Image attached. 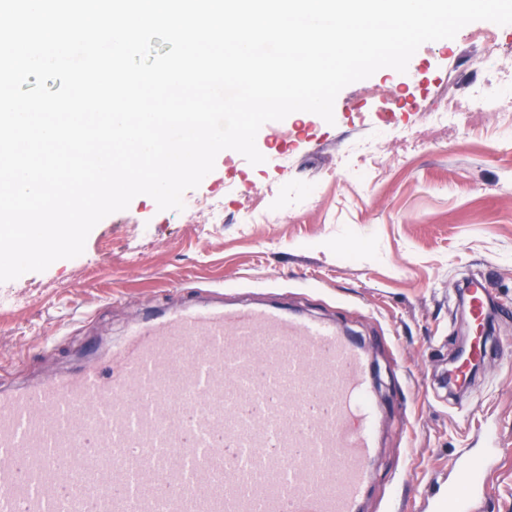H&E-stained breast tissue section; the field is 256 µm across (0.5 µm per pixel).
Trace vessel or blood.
<instances>
[{
	"label": "vessel or blood",
	"mask_w": 512,
	"mask_h": 512,
	"mask_svg": "<svg viewBox=\"0 0 512 512\" xmlns=\"http://www.w3.org/2000/svg\"><path fill=\"white\" fill-rule=\"evenodd\" d=\"M458 376L488 353L469 285ZM362 346L276 304H193L134 324L78 374L0 391V512H361L376 410ZM488 458L434 512H475Z\"/></svg>",
	"instance_id": "1"
}]
</instances>
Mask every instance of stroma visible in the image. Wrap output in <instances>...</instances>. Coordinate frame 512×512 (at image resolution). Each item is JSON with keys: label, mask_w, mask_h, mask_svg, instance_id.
Returning a JSON list of instances; mask_svg holds the SVG:
<instances>
[{"label": "stroma", "mask_w": 512, "mask_h": 512, "mask_svg": "<svg viewBox=\"0 0 512 512\" xmlns=\"http://www.w3.org/2000/svg\"><path fill=\"white\" fill-rule=\"evenodd\" d=\"M500 46L482 55L475 33ZM512 25L474 22L423 44L406 73L383 68L337 96L334 121L307 113L265 123L264 163L233 150L159 210L136 196L101 220L81 261L0 283V390L46 382L110 355L146 312L205 301L275 300L336 324L367 350L378 408L363 512H432L458 457L497 432L481 512H512V132L475 112L457 132L421 122L448 106L450 74L467 91L512 87ZM386 145L384 172L362 151ZM224 207L220 219L201 209ZM267 218L240 223L252 205ZM484 282L495 348L457 392L442 380L470 332L459 293Z\"/></svg>", "instance_id": "obj_1"}]
</instances>
